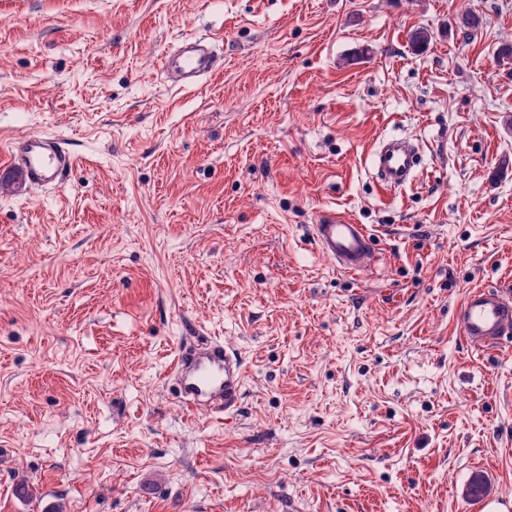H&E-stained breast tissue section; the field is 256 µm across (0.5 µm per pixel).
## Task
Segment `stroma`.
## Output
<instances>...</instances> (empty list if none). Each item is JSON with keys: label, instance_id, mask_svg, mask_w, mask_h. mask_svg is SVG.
<instances>
[{"label": "stroma", "instance_id": "stroma-1", "mask_svg": "<svg viewBox=\"0 0 512 512\" xmlns=\"http://www.w3.org/2000/svg\"><path fill=\"white\" fill-rule=\"evenodd\" d=\"M207 35L223 71L171 88ZM504 42L512 0H0V181L11 140L75 156L0 184V512H512V341L455 321L512 286ZM395 136L421 164L389 189ZM324 210L371 233L362 272ZM195 331L243 359L229 415L176 398ZM214 37L191 36L178 41L165 55L163 67L167 81L174 87H198L224 67V56L214 45ZM9 156L24 170L30 185L37 188L55 184L74 162L67 144L56 138L30 137L12 142ZM370 164L382 185L401 188L412 181L419 165L415 147L401 138H390L379 144ZM311 224L315 244L344 273L362 270L371 252L372 241L363 225L353 224L336 212H324Z\"/></svg>", "mask_w": 512, "mask_h": 512}]
</instances>
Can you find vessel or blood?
I'll return each mask as SVG.
<instances>
[{"instance_id": "vessel-or-blood-1", "label": "vessel or blood", "mask_w": 512, "mask_h": 512, "mask_svg": "<svg viewBox=\"0 0 512 512\" xmlns=\"http://www.w3.org/2000/svg\"><path fill=\"white\" fill-rule=\"evenodd\" d=\"M224 66V58L211 37L191 36L178 41L163 62L168 82L178 88L201 85ZM9 156L20 166L31 186L55 184L72 167L74 159L63 140L30 137L12 142ZM370 164L382 185L401 188L412 181L418 166L415 147L401 138L379 144ZM311 236L318 248L345 273L362 270L372 241L363 225L349 222L336 212L317 216ZM456 323L467 343L478 348L492 346L512 334V291L490 287L470 290ZM178 381L180 402L192 410L230 413L242 395L245 367L242 358L213 336H188L178 348L172 365Z\"/></svg>"}]
</instances>
